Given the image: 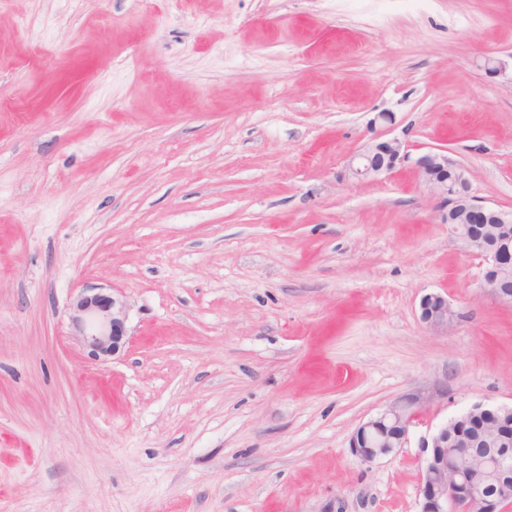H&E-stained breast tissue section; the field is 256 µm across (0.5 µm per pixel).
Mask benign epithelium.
<instances>
[{
  "instance_id": "7a95c632",
  "label": "benign epithelium",
  "mask_w": 512,
  "mask_h": 512,
  "mask_svg": "<svg viewBox=\"0 0 512 512\" xmlns=\"http://www.w3.org/2000/svg\"><path fill=\"white\" fill-rule=\"evenodd\" d=\"M407 159L402 144L393 139L370 144L353 158L348 170L358 180H375ZM418 175L438 199L441 223L472 252L480 255L487 270L484 286L500 303L512 305V259L495 247L497 225L511 224L512 213L498 210L471 195L464 170L448 160L445 151H431L415 160ZM451 314L448 299L428 293L420 300L422 321L448 324ZM71 333L95 361L106 362L118 355L129 341V305L115 288H88L72 302L69 312ZM415 400H398L362 423L352 438L355 455L366 465L394 454L409 442L414 424ZM453 421L440 425L421 444L419 483L420 512H512V435L496 428L488 430L487 447L448 449V434ZM476 458L491 472L489 484L478 474L448 464V454Z\"/></svg>"
}]
</instances>
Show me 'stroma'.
<instances>
[{
  "label": "stroma",
  "instance_id": "obj_1",
  "mask_svg": "<svg viewBox=\"0 0 512 512\" xmlns=\"http://www.w3.org/2000/svg\"><path fill=\"white\" fill-rule=\"evenodd\" d=\"M435 149L512 212V0H0V512H419L422 440L512 404V306ZM85 288L131 306L104 363ZM405 396L409 443L363 464ZM407 154L402 144L393 139L370 144L362 153L353 158L348 170L358 180H375L387 174L405 161ZM418 175L425 186L438 199L442 224L471 251L480 255L487 264V271L495 270L494 277L484 279V286L500 303L512 305L511 251L494 247L498 238L495 224H507L501 232L512 234V213L498 210L471 195L464 170L448 160L444 150L431 151L419 156L415 162ZM470 224H482L485 231L473 234ZM508 254L507 261L504 256ZM508 269V275L504 271ZM69 310L72 336L92 360L106 362L126 347L129 305L117 289H85ZM451 314L448 300L438 293L425 294L420 300V317L422 321L433 325H447ZM415 400H398L363 422L352 438L355 455L366 465L384 459L409 442L414 424Z\"/></svg>",
  "mask_w": 512,
  "mask_h": 512
}]
</instances>
